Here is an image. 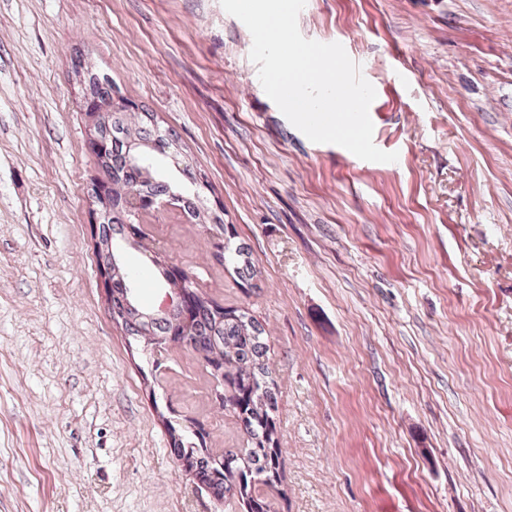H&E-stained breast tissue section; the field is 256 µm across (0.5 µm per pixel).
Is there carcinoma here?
I'll list each match as a JSON object with an SVG mask.
<instances>
[{
    "mask_svg": "<svg viewBox=\"0 0 512 512\" xmlns=\"http://www.w3.org/2000/svg\"><path fill=\"white\" fill-rule=\"evenodd\" d=\"M85 93L91 107L104 111L98 128L99 149L93 150L100 176L94 182L107 184L109 213L98 224L95 252L99 266L112 267L107 285L112 318L135 343L162 339L175 346H190L206 354L216 367L224 368V404L247 437V447L224 451L217 462L203 448L195 447L178 423H166L170 452L179 459L194 458L192 475L218 499L235 496L246 512H270L260 487L277 488L282 472L285 448L275 425L278 384L269 363V346L263 325L247 311L226 308L219 313L217 304L206 294L191 295L189 314L148 316L143 306H125L131 281L127 269L112 266V250L127 246L129 215L126 197L136 192L143 197L166 200L171 192L181 191V207L186 220L226 232L224 210L208 205L201 197L200 182L191 165L180 161L173 133L162 129L155 113L143 108L128 109L114 103L112 81L106 75H87ZM224 262L233 266L237 277L251 280L258 275L250 247L235 241L224 242Z\"/></svg>",
    "mask_w": 512,
    "mask_h": 512,
    "instance_id": "obj_1",
    "label": "carcinoma"
}]
</instances>
